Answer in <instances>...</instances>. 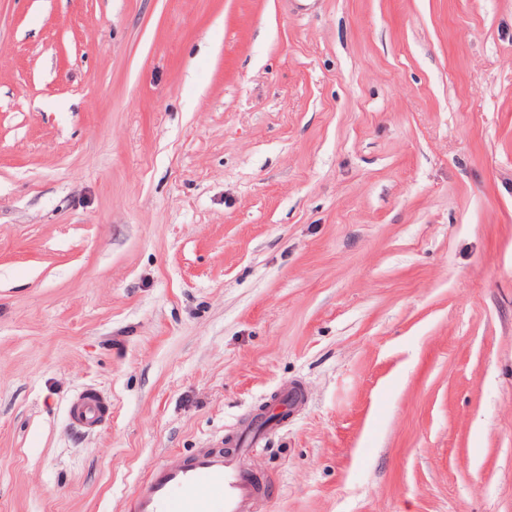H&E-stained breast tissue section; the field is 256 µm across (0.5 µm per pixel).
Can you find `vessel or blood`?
<instances>
[{"label": "vessel or blood", "instance_id": "b4317fda", "mask_svg": "<svg viewBox=\"0 0 512 512\" xmlns=\"http://www.w3.org/2000/svg\"><path fill=\"white\" fill-rule=\"evenodd\" d=\"M106 404L82 393L70 406L76 429L97 424ZM235 453L201 448L178 463L158 465L135 489L129 512H252L265 487L241 467L239 458L261 445V437L243 431Z\"/></svg>", "mask_w": 512, "mask_h": 512}]
</instances>
